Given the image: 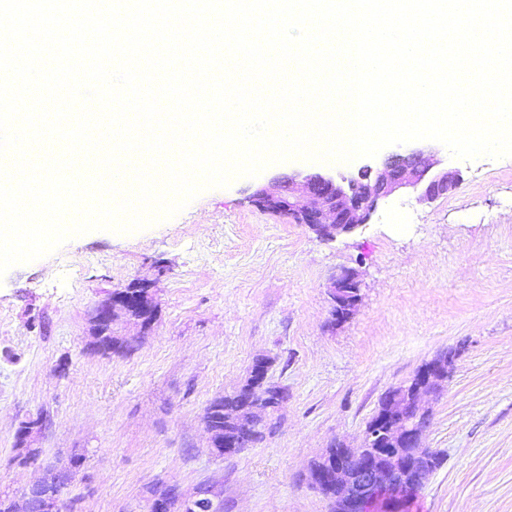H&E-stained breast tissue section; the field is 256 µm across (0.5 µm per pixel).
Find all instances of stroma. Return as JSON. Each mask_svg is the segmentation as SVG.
<instances>
[{
    "mask_svg": "<svg viewBox=\"0 0 512 512\" xmlns=\"http://www.w3.org/2000/svg\"><path fill=\"white\" fill-rule=\"evenodd\" d=\"M462 183L426 203L405 191L368 224L326 240L251 200L297 172L351 177L381 157L336 165L292 160L202 191L144 230H95L0 278V492L20 494L48 469L83 462L63 512H142L159 481L224 488V512H332L308 478L335 439L358 444L382 395L437 354L456 351L448 390L429 401L427 447L442 458L413 512H512V157L473 161L431 142ZM358 272L362 301L330 326L328 289ZM134 284L150 326L90 346L93 309ZM272 360L287 400L262 442L224 458L203 416L256 356ZM38 419L36 463L16 447Z\"/></svg>",
    "mask_w": 512,
    "mask_h": 512,
    "instance_id": "1",
    "label": "stroma"
}]
</instances>
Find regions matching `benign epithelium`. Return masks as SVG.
<instances>
[{"label": "benign epithelium", "mask_w": 512, "mask_h": 512, "mask_svg": "<svg viewBox=\"0 0 512 512\" xmlns=\"http://www.w3.org/2000/svg\"><path fill=\"white\" fill-rule=\"evenodd\" d=\"M361 177V182L338 181L320 173H297L276 178V189L260 188L253 198L259 207L286 214L294 223L332 239L367 223L379 200L404 189L421 192L424 200H435L457 186L461 173L438 167L431 151L415 148L389 156L376 172L364 169ZM329 297L333 323L349 319L360 301L358 274L352 269L341 270L332 282ZM148 303V289L133 285L100 303L92 321L101 331L112 324L117 312L124 313L130 306L141 309ZM454 361L453 352H443L424 363L408 383L388 390L366 426L360 446L352 448L336 442V462L310 472L311 486L316 491L332 490L333 512H366L379 499L385 502V512H400L411 489L426 486L434 473L431 449L423 444L430 414L419 398L445 393ZM256 398L255 392L244 397L248 427L263 423ZM236 448L238 443L231 440L208 442L209 453L216 457L231 455ZM346 458L359 465L344 463ZM145 508L146 512H224V490L218 484L206 483L187 492L161 481L148 491ZM35 512H61L60 497L43 493Z\"/></svg>", "instance_id": "obj_1"}]
</instances>
